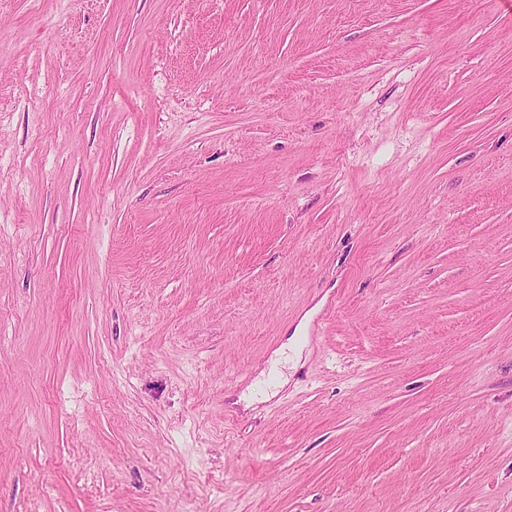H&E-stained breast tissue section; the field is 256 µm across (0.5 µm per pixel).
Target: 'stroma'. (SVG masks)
<instances>
[{"mask_svg": "<svg viewBox=\"0 0 512 512\" xmlns=\"http://www.w3.org/2000/svg\"><path fill=\"white\" fill-rule=\"evenodd\" d=\"M0 512H512V0H0Z\"/></svg>", "mask_w": 512, "mask_h": 512, "instance_id": "35a3bbf8", "label": "stroma"}]
</instances>
